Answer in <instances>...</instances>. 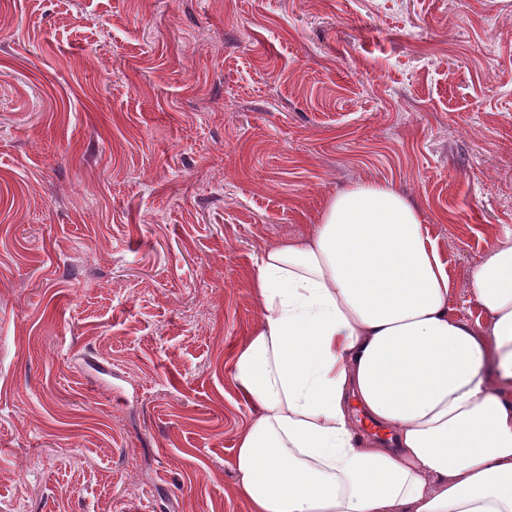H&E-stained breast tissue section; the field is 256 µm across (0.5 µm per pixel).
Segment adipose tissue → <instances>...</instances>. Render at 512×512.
Returning a JSON list of instances; mask_svg holds the SVG:
<instances>
[{
	"mask_svg": "<svg viewBox=\"0 0 512 512\" xmlns=\"http://www.w3.org/2000/svg\"><path fill=\"white\" fill-rule=\"evenodd\" d=\"M249 279L259 315L232 359L248 512H512L511 238L468 276L483 324L449 314L427 225L377 183L338 190Z\"/></svg>",
	"mask_w": 512,
	"mask_h": 512,
	"instance_id": "adipose-tissue-1",
	"label": "adipose tissue"
}]
</instances>
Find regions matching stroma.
I'll return each instance as SVG.
<instances>
[{"label":"stroma","instance_id":"35a3bbf8","mask_svg":"<svg viewBox=\"0 0 512 512\" xmlns=\"http://www.w3.org/2000/svg\"><path fill=\"white\" fill-rule=\"evenodd\" d=\"M359 183L481 318L512 0H0V512H247L246 274Z\"/></svg>","mask_w":512,"mask_h":512}]
</instances>
